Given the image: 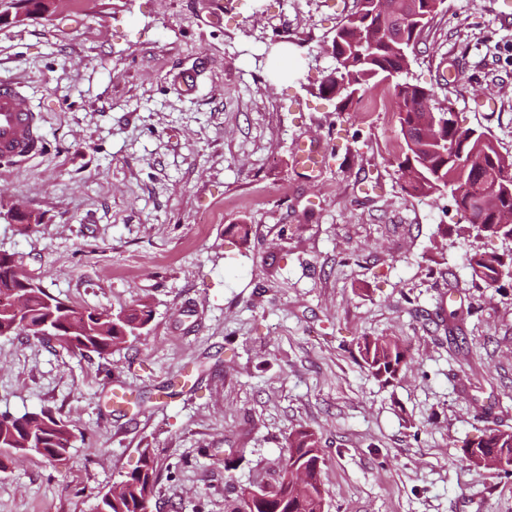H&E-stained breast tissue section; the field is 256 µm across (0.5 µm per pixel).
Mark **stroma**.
I'll list each match as a JSON object with an SVG mask.
<instances>
[{
  "label": "stroma",
  "instance_id": "obj_1",
  "mask_svg": "<svg viewBox=\"0 0 512 512\" xmlns=\"http://www.w3.org/2000/svg\"><path fill=\"white\" fill-rule=\"evenodd\" d=\"M353 4L54 0L52 19L0 24V79L45 138L0 167V250L72 305L152 309L105 357L0 336V412L46 409L72 434L0 468V512H97L145 448L174 466L151 512H224L225 482L273 480L301 427L325 512H512V476L462 450L512 432V281L479 287L451 197L404 191L395 113L319 94ZM505 10L445 0L410 75L512 154ZM311 142L338 154L308 175ZM18 204L41 223L6 219ZM364 336L400 337L407 375L365 371Z\"/></svg>",
  "mask_w": 512,
  "mask_h": 512
}]
</instances>
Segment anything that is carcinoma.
I'll use <instances>...</instances> for the list:
<instances>
[{
	"label": "carcinoma",
	"instance_id": "1",
	"mask_svg": "<svg viewBox=\"0 0 512 512\" xmlns=\"http://www.w3.org/2000/svg\"><path fill=\"white\" fill-rule=\"evenodd\" d=\"M356 0L355 9L337 24L331 41L334 68L319 85V92L336 100V111L344 112L380 82L393 86L395 112L404 141L398 170L416 169V176L403 188L411 196L443 195L448 188L467 226L463 233L482 239H504L512 226L499 224L497 212H512V155L500 150L490 134L459 125L454 112L439 107L433 112L435 127L427 132L421 120L435 96L434 90L409 77L410 54L430 22L443 10L444 0ZM405 41L406 53L398 55L392 44ZM14 254L0 250V300L16 290L4 277V267ZM467 264L472 280L487 288L512 280V248L502 252L470 250ZM27 312L17 317L0 303V336H36L37 326L50 321L54 335L39 340L56 341L81 353L109 355L112 349L137 337L152 316L150 306L138 301L112 314L81 308L50 294L42 287L25 290ZM363 367L384 384L397 380L410 359L400 340L393 336H364L357 342ZM71 432L46 411L14 416L0 413V448H11L17 456L38 454L55 459L70 448ZM465 459L476 467L494 454L498 471L512 473V432L492 429L463 445ZM320 439L307 429L288 435V445L278 462L277 491L224 487V512H324L321 481ZM162 471L154 450L143 449L139 465L101 496L99 512H146Z\"/></svg>",
	"mask_w": 512,
	"mask_h": 512
}]
</instances>
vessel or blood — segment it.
<instances>
[{
  "label": "vessel or blood",
  "instance_id": "vessel-or-blood-1",
  "mask_svg": "<svg viewBox=\"0 0 512 512\" xmlns=\"http://www.w3.org/2000/svg\"><path fill=\"white\" fill-rule=\"evenodd\" d=\"M45 143L39 116L31 108L18 82L0 79V163L21 167L41 155ZM328 159L325 148L310 144L300 148L295 163L303 170H320Z\"/></svg>",
  "mask_w": 512,
  "mask_h": 512
}]
</instances>
